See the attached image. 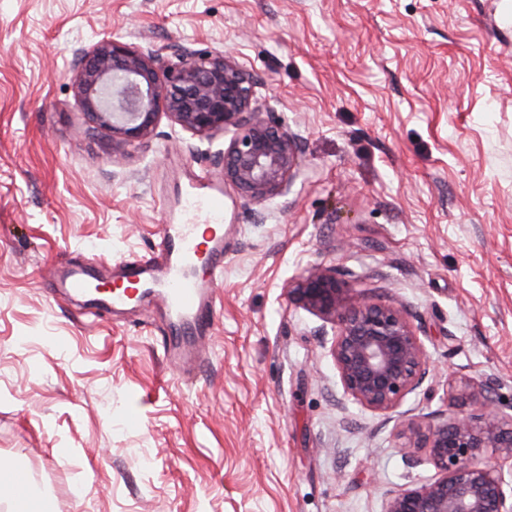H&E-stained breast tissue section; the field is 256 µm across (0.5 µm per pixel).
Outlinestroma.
<instances>
[{"label": "stroma", "mask_w": 512, "mask_h": 512, "mask_svg": "<svg viewBox=\"0 0 512 512\" xmlns=\"http://www.w3.org/2000/svg\"><path fill=\"white\" fill-rule=\"evenodd\" d=\"M106 34L231 52L300 137L285 195L225 186L190 384L163 311L91 316L50 276L155 261L193 174L224 181L230 133L178 138L164 116L127 145L86 121L72 52ZM320 266L404 306L424 344L433 377L389 415L344 396L288 299ZM452 371L512 406V0H0V464L54 512H382L435 474L397 431L454 413Z\"/></svg>", "instance_id": "35a3bbf8"}]
</instances>
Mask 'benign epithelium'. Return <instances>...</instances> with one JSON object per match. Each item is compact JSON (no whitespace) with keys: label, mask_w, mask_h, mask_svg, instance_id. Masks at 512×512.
<instances>
[{"label":"benign epithelium","mask_w":512,"mask_h":512,"mask_svg":"<svg viewBox=\"0 0 512 512\" xmlns=\"http://www.w3.org/2000/svg\"><path fill=\"white\" fill-rule=\"evenodd\" d=\"M252 73L232 55L181 47L166 65L151 49L110 35L79 52L75 102L112 138L133 144L165 115L193 135L232 132L224 147V180L262 204L288 192L298 174L300 140L261 118ZM288 297L334 329L330 353L345 395L386 413L415 392L428 357L401 306L350 297L334 268H316L288 283ZM458 412L432 422H404L403 457L435 476L387 493L383 512H512V413L496 405L491 386L462 374L448 381Z\"/></svg>","instance_id":"obj_1"}]
</instances>
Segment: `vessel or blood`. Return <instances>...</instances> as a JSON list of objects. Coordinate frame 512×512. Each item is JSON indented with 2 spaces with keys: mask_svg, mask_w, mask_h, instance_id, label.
I'll return each mask as SVG.
<instances>
[{
  "mask_svg": "<svg viewBox=\"0 0 512 512\" xmlns=\"http://www.w3.org/2000/svg\"><path fill=\"white\" fill-rule=\"evenodd\" d=\"M184 210L183 223L163 226L157 263L113 267L122 286L91 293L89 285L99 277V268L64 261L56 264L54 280L62 294L101 308L165 309L170 328L166 352L187 378L201 360L215 286L224 277V193L209 180H199L192 183Z\"/></svg>",
  "mask_w": 512,
  "mask_h": 512,
  "instance_id": "b4317fda",
  "label": "vessel or blood"
}]
</instances>
